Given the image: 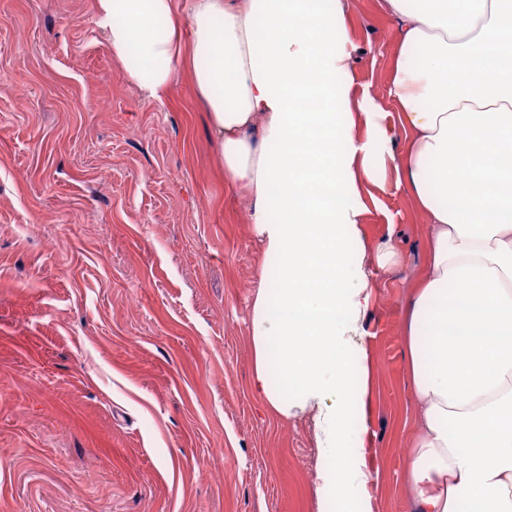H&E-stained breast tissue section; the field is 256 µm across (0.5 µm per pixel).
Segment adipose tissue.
Listing matches in <instances>:
<instances>
[{"label":"adipose tissue","mask_w":512,"mask_h":512,"mask_svg":"<svg viewBox=\"0 0 512 512\" xmlns=\"http://www.w3.org/2000/svg\"><path fill=\"white\" fill-rule=\"evenodd\" d=\"M397 30L387 96L366 109L347 69L348 0H95V19L127 78L155 100L191 41L225 183L241 188L252 232L280 260L275 292L252 303L253 386L287 418L314 409L332 465L317 495L358 479L372 512L358 430L372 358L349 338L368 310L360 188L393 167L430 228L425 275L404 336L421 434L410 459L413 512H512V0H383ZM190 39H183V30ZM478 77L463 89L448 66ZM403 136L401 154L389 144ZM278 385H271V378ZM334 406H327V399Z\"/></svg>","instance_id":"adipose-tissue-1"}]
</instances>
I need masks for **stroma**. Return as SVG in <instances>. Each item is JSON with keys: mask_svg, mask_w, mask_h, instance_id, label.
<instances>
[{"mask_svg": "<svg viewBox=\"0 0 512 512\" xmlns=\"http://www.w3.org/2000/svg\"><path fill=\"white\" fill-rule=\"evenodd\" d=\"M94 3L0 0V512H332L311 421L252 387L273 258L191 70L163 102L137 92ZM346 24L349 76L388 106L393 20L351 0ZM361 201L370 247L400 255L351 341L373 363L366 469L375 512H411L403 320L429 226L404 190Z\"/></svg>", "mask_w": 512, "mask_h": 512, "instance_id": "obj_1", "label": "stroma"}]
</instances>
